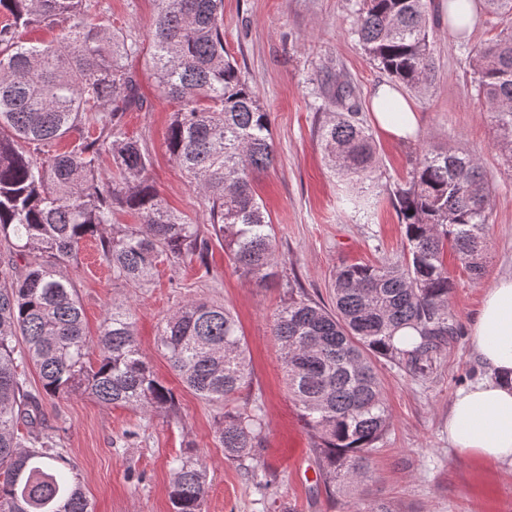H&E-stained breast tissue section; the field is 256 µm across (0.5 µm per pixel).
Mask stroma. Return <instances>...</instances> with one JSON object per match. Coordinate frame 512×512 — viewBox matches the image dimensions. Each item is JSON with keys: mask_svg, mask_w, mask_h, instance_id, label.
Returning <instances> with one entry per match:
<instances>
[{"mask_svg": "<svg viewBox=\"0 0 512 512\" xmlns=\"http://www.w3.org/2000/svg\"><path fill=\"white\" fill-rule=\"evenodd\" d=\"M92 21L136 32L140 51L131 59L146 100L126 113L128 135L146 141L153 155L151 182L167 204L192 224L206 212L165 139L173 104L159 91L148 66L149 29L156 0H89ZM361 0H224V46L269 114L277 152L274 167L255 189L273 224L281 273L266 286L243 279L220 245L208 266L158 265L151 283L133 288L114 281L94 241L80 245L69 269L82 302L86 330L97 336L107 309L131 306L138 340L152 371L176 395L179 422L144 418L135 409L99 405L76 393L44 403L46 423L62 428L64 449L81 474L93 512H172L170 461L192 448L206 463L209 491L203 512H352L378 498L388 512H512V476L504 467L448 446V410L456 392L480 371L468 331L489 288L512 276V160L485 114L469 60L445 21L446 0H430L436 77L430 90L412 94L419 114L413 140L375 136L381 198L374 215L342 208L343 181L331 170L317 138V105L337 78L352 86L364 124L369 100L388 75L364 53L353 32ZM476 153L494 188L484 272L472 276L448 256L454 288L448 304L456 334L427 378L380 362L391 414L368 477L355 491L326 493L313 454L316 437L289 393L281 351L272 335L275 313L289 289L331 305V285L346 263H380L403 257L404 226L392 190L424 149ZM206 299L236 316L252 361L250 395L265 421L261 465L272 485L258 488L224 458L215 431L224 413L184 388L155 341L161 320L182 302Z\"/></svg>", "mask_w": 512, "mask_h": 512, "instance_id": "1", "label": "stroma"}]
</instances>
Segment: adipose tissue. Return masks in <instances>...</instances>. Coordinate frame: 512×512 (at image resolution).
<instances>
[{"label":"adipose tissue","instance_id":"adipose-tissue-1","mask_svg":"<svg viewBox=\"0 0 512 512\" xmlns=\"http://www.w3.org/2000/svg\"><path fill=\"white\" fill-rule=\"evenodd\" d=\"M387 98L397 113L383 107ZM371 109L388 138L405 139L416 130L411 102L395 87L380 85ZM469 336L485 374L456 392L448 412V443L480 459L512 465V277L486 291Z\"/></svg>","mask_w":512,"mask_h":512}]
</instances>
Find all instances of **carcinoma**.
<instances>
[{"label": "carcinoma", "mask_w": 512, "mask_h": 512, "mask_svg": "<svg viewBox=\"0 0 512 512\" xmlns=\"http://www.w3.org/2000/svg\"><path fill=\"white\" fill-rule=\"evenodd\" d=\"M505 19L499 38L468 51L485 111L512 159V0H484ZM224 0H159L150 26L149 66L175 105L166 148L202 200L207 224L171 210L149 179L152 153L124 129L143 109L133 34L87 19L86 0H0V512H92L78 468L61 439L42 427L41 398L28 388L38 370L51 400L82 391L103 406L168 414L175 395L150 369L130 306L112 304L97 340L68 266L82 241H99L112 279L142 287L158 263L202 259L216 237L241 275L256 286L281 259L256 176L276 155L269 113L224 47ZM61 27L49 42L24 41L19 29ZM429 0H363L355 34L378 67L405 87L427 91L435 76ZM343 111L327 112L318 135L340 178L360 186L343 203L372 207L375 148L349 83L336 82ZM75 136L66 151L40 158L30 146ZM114 172L99 171L103 155ZM405 225L401 263H351L336 270L334 309L289 291L273 319L291 398L314 448L325 490L358 485L390 422L377 362L386 358L425 378L455 329L448 317L453 283L445 254L469 272L483 268L492 189L479 157L425 150L393 191ZM121 211L136 220L115 224ZM416 335L403 345L396 330ZM157 345L182 384L224 404L216 429L224 459L259 478L264 422L239 403L252 377L246 343L228 308L206 300L180 305L160 325ZM173 512H202L207 466L194 456L171 461Z\"/></svg>", "instance_id": "carcinoma-1"}]
</instances>
